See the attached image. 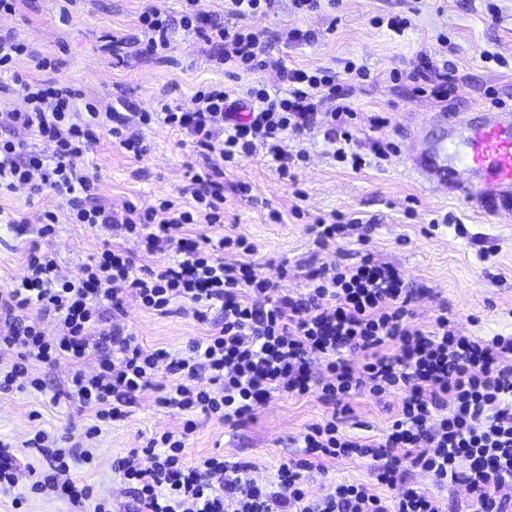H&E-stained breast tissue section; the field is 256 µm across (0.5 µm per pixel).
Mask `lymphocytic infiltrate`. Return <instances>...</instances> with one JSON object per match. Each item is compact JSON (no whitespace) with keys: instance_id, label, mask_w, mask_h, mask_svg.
<instances>
[{"instance_id":"1","label":"lymphocytic infiltrate","mask_w":512,"mask_h":512,"mask_svg":"<svg viewBox=\"0 0 512 512\" xmlns=\"http://www.w3.org/2000/svg\"><path fill=\"white\" fill-rule=\"evenodd\" d=\"M183 2L176 24L156 7L141 13L142 55L163 57L178 27L223 46L229 68L248 73L266 67L260 32L211 22L201 0ZM25 59L41 69L51 65L25 40L0 35V68L10 73L0 82V127L10 132L0 139V187L65 194L69 209L62 217L52 210L41 214L39 242L29 250L23 274L0 291V350L16 352L10 366L0 367V391L19 382L42 390L34 365L63 364L69 369L65 396L92 412L95 422L77 440L44 430L26 440L49 471L25 492L17 488L23 463L12 444L0 441V493L11 496L13 508L34 494L80 512H107L92 485L73 472L92 463L91 444L103 427L127 420L140 395L152 390L156 406L186 417L113 461V471L134 491L138 512H442L431 490L410 481L413 468L427 473L434 487L465 485L468 512H512L511 335H460L444 312L432 326L413 323L401 274L368 253L333 275L313 272L306 292H282L258 272L247 239L222 233L225 160L261 147L279 176L291 181L306 155L284 153L282 140L303 138L319 122L344 128L346 106L321 117L315 112L317 100L341 96L335 72L283 70L285 89L250 85L234 116L226 111L231 92L221 84L198 90L188 108L158 100L153 111L139 113L140 124L182 133L216 160L191 175L189 202L165 198L142 208L129 201L114 211L90 204L98 184L77 161L104 139L138 158L145 152L142 140L129 134L120 113L80 104V92L68 84L18 69ZM16 96L23 108H5ZM17 130L52 142V156L14 138ZM63 220L119 227L135 245L104 247L75 275L62 276L57 254L40 242L53 237ZM191 224L210 225L219 236L188 237ZM162 244L172 259L156 270L148 260ZM132 302L160 315L183 303L207 332L182 357L169 360L166 349L146 348L120 326ZM106 309L114 322L103 329ZM46 319L55 322L56 336H45ZM351 353L361 355L360 367L348 361ZM316 363L324 375H313ZM162 369L170 376L164 384L157 381ZM313 392L343 412L361 394L395 399L396 408L378 438L343 434L332 418L308 425L304 457L283 461L273 481H257L249 464L220 455L186 458L194 414L241 423L275 395ZM353 455L369 459L371 482L342 480L328 494H312L309 472Z\"/></svg>"}]
</instances>
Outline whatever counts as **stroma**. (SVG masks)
Returning <instances> with one entry per match:
<instances>
[{
    "instance_id": "35a3bbf8",
    "label": "stroma",
    "mask_w": 512,
    "mask_h": 512,
    "mask_svg": "<svg viewBox=\"0 0 512 512\" xmlns=\"http://www.w3.org/2000/svg\"><path fill=\"white\" fill-rule=\"evenodd\" d=\"M152 5L172 19L181 15V0H77L64 20L56 0H22L16 14H0V34H16L55 59V78L81 89L84 99L122 112L152 109L161 98L190 107L195 92L208 83H224L240 94L256 81L276 87L283 67L325 66L339 73L350 61L365 67L366 79L351 80L346 99L355 113L351 148L364 158V166L355 169L334 159V147L320 130L306 140L281 143L284 152L307 153L296 185L281 179L260 152L225 163V234L248 239L260 273L282 291L304 290L310 272L334 273L367 250L398 269L411 291L408 308L416 323L432 325L444 307L461 335L486 338L512 332V216L487 218L454 194L419 185L406 172L402 152L415 119L435 112L487 110L494 97L512 111V0H320L319 8L306 14L294 12L289 0H277L265 17L241 18V25L262 31L268 65L238 76L225 72L213 47L193 34L177 33L168 57H142L139 16ZM395 15L411 20L400 36L381 23ZM291 29L315 32L316 38L279 40L280 32ZM443 37L455 66L457 92L440 102L415 95L409 75L425 60H438ZM377 116L388 120L383 129L372 127ZM129 132L143 138L142 158L128 157L105 140L81 162L98 179L101 203L116 210L128 200L144 208L164 198L182 201L189 169L202 167L204 158L170 132L134 122ZM386 141L395 150L378 158L376 146ZM68 208L67 196L49 190L39 195L25 189L0 192L1 211L24 213L32 223L44 210L63 214ZM334 214H353L362 223L347 237L316 247L311 225ZM32 240L30 233L0 225V290L22 274ZM120 240L115 230L60 224L50 245L60 257L62 274L71 275L104 243ZM123 323L146 346L165 348L174 359L204 333L178 306L161 316L132 304ZM36 371L45 381L43 391L0 392V440L21 445L39 428L63 433L90 423L89 412L57 397L67 383V366L40 365ZM154 400V392L141 395L127 421L103 431L93 466L75 471L93 485L97 497L111 502L112 512L137 510L132 494L112 471L113 459L142 447L152 433L178 426L183 418L178 410L156 407ZM330 413L313 392L274 396L243 425L199 415L186 453L250 463L252 476L268 481L284 460L301 455L304 428ZM389 417L387 407L360 395L341 426L379 437ZM368 477L364 460L340 457L328 462L326 472L311 475L310 489L324 494L341 480Z\"/></svg>"
}]
</instances>
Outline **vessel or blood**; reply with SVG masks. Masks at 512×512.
I'll return each mask as SVG.
<instances>
[{"label": "vessel or blood", "instance_id": "1", "mask_svg": "<svg viewBox=\"0 0 512 512\" xmlns=\"http://www.w3.org/2000/svg\"><path fill=\"white\" fill-rule=\"evenodd\" d=\"M421 185H447L478 212L512 214V113L482 110L457 119L435 113L406 160Z\"/></svg>", "mask_w": 512, "mask_h": 512}]
</instances>
